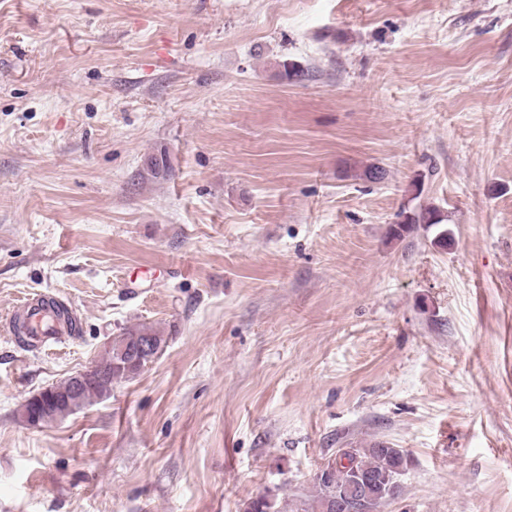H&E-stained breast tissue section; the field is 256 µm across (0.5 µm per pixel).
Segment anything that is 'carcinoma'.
I'll return each mask as SVG.
<instances>
[{
	"label": "carcinoma",
	"mask_w": 512,
	"mask_h": 512,
	"mask_svg": "<svg viewBox=\"0 0 512 512\" xmlns=\"http://www.w3.org/2000/svg\"><path fill=\"white\" fill-rule=\"evenodd\" d=\"M403 220L398 223L399 229H412L419 225L427 228L438 226L444 218L435 208H424L420 211L402 212ZM129 335L148 337L158 345L166 343L165 337L155 327L139 324L125 330ZM123 369L105 357L97 363L96 376L82 391L81 405H86L102 396L110 384L111 378L121 375ZM57 402L45 404L32 402L22 412V419L30 425L44 424L56 420L68 413V405L64 395L70 390V382L55 387ZM408 464V457L403 449L394 448L384 443H374L367 448H341L334 458L320 470L316 477V494L297 500L290 512H336L333 504L336 499L348 505L358 503L361 488L356 481L360 476H368L375 482V488L361 512H376L378 506L387 501H394L401 496V476ZM245 512H280L276 503L268 495L258 496L249 501Z\"/></svg>",
	"instance_id": "obj_1"
}]
</instances>
